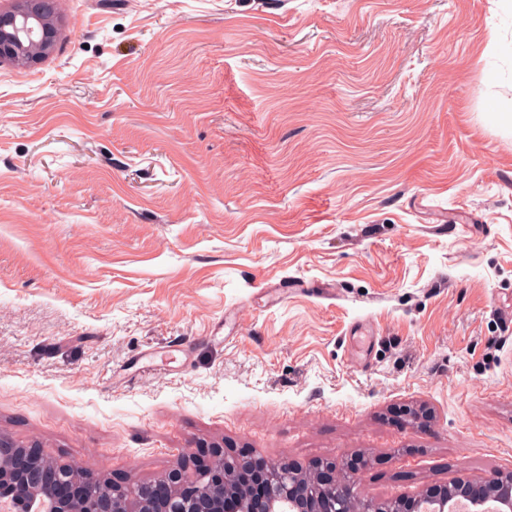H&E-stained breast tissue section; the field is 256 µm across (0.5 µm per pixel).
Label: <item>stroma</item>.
Segmentation results:
<instances>
[{"instance_id": "stroma-1", "label": "stroma", "mask_w": 512, "mask_h": 512, "mask_svg": "<svg viewBox=\"0 0 512 512\" xmlns=\"http://www.w3.org/2000/svg\"><path fill=\"white\" fill-rule=\"evenodd\" d=\"M0 64V433L150 483L512 471V0H57ZM17 2L14 9L0 11V63L27 66L55 52L60 17L55 0Z\"/></svg>"}]
</instances>
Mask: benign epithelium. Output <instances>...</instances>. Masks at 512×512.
<instances>
[{
  "label": "benign epithelium",
  "instance_id": "7a95c632",
  "mask_svg": "<svg viewBox=\"0 0 512 512\" xmlns=\"http://www.w3.org/2000/svg\"><path fill=\"white\" fill-rule=\"evenodd\" d=\"M59 32L55 0H19L14 9L0 11V63L27 66L51 56ZM44 461L37 449L21 447L0 433V512H36V502L43 512H225L229 502L232 512H325L328 502L335 505V512H347L351 499L363 503L360 512H449L458 495L469 500L470 512H485L489 501L497 504L498 512H512L511 472L489 481V491L480 497L470 496L467 486L457 483L383 504L363 499L356 484L336 477L338 469L355 473L369 466L361 458L328 462L310 477L282 462L210 446L197 456L175 459L161 480L166 492L149 484L138 494L110 479L103 482ZM235 469H245L262 481L265 494L256 498L245 487H225L226 474ZM103 483L111 491L108 496L95 493Z\"/></svg>",
  "mask_w": 512,
  "mask_h": 512
}]
</instances>
